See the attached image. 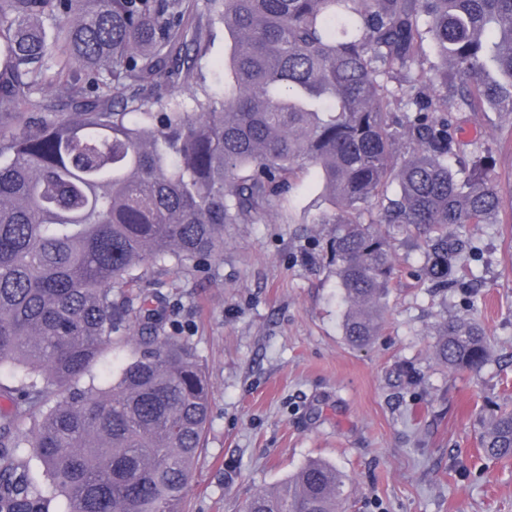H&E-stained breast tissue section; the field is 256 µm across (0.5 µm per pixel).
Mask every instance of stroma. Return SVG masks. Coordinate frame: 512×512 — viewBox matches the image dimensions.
Here are the masks:
<instances>
[{"label": "stroma", "instance_id": "stroma-1", "mask_svg": "<svg viewBox=\"0 0 512 512\" xmlns=\"http://www.w3.org/2000/svg\"><path fill=\"white\" fill-rule=\"evenodd\" d=\"M450 131L484 142L503 207L496 223L463 230L469 275L444 291L426 288L414 232L391 229L387 321L367 346L342 331L334 227L310 221L321 204L310 171L265 221L226 226L221 255L142 268L113 287L119 299L159 297L167 331L206 367L211 412L189 512H241L313 458L344 474L347 512H512V463L480 446L482 421L512 406V124L463 112ZM451 319L485 332L481 370L436 361Z\"/></svg>", "mask_w": 512, "mask_h": 512}]
</instances>
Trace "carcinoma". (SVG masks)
<instances>
[{
  "label": "carcinoma",
  "mask_w": 512,
  "mask_h": 512,
  "mask_svg": "<svg viewBox=\"0 0 512 512\" xmlns=\"http://www.w3.org/2000/svg\"><path fill=\"white\" fill-rule=\"evenodd\" d=\"M0 0V512H183L211 406L196 348L160 302L117 301L144 266L183 268L224 250V225L256 224L307 169L334 224L330 252L367 345L386 322L393 245L414 228L431 288L466 272L458 230L501 197L467 169L475 142L440 112L512 122V0ZM219 22L233 44L224 87L199 59ZM436 51L424 91V41ZM181 81L192 105L147 88ZM69 91L70 111L39 97ZM402 113L398 123L390 120ZM402 139L411 156L396 168ZM149 327L112 382L81 383L131 319ZM450 370H478L475 323H445ZM484 456L512 460V408L484 423ZM30 449V457L20 449ZM37 461L32 468L30 460ZM345 481L311 460L243 512H341Z\"/></svg>",
  "instance_id": "obj_1"
}]
</instances>
